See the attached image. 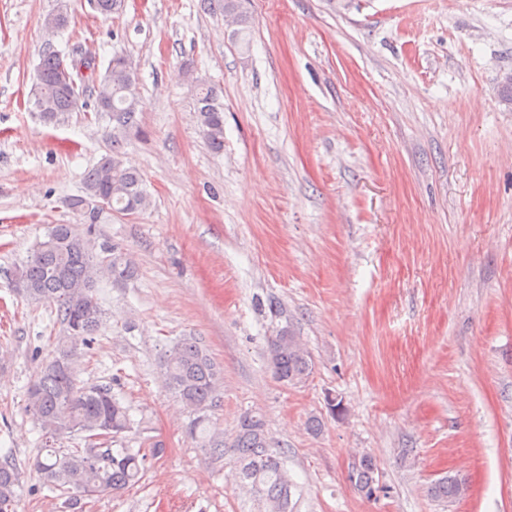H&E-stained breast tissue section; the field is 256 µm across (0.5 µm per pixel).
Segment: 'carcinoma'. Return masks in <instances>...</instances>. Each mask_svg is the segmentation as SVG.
<instances>
[{
    "mask_svg": "<svg viewBox=\"0 0 512 512\" xmlns=\"http://www.w3.org/2000/svg\"><path fill=\"white\" fill-rule=\"evenodd\" d=\"M224 18L234 26L232 37H241L249 23L247 0H220ZM136 73L124 55H115L105 72L96 58L82 55L66 58L46 50L37 68L31 96L41 118L59 121L69 112L93 105L96 120L112 125L109 152L84 175V195L72 199L77 210L105 198L109 210L124 215L147 207L149 195L139 171L125 159L127 138L139 132L134 89ZM190 87L197 104L203 135L211 149H224V106L214 89L194 77ZM107 263L94 261L88 242L72 224L53 225L30 258L18 269L23 291L31 298L56 305L57 317L66 328L70 345L58 349L28 389V411L45 438L44 448L32 461L44 479L72 495L117 492L137 482L144 458L131 448H106L95 457L87 449L96 443H110L112 437L130 425V418L109 386L82 387L71 366V347L85 343L98 331L103 309L98 296V278L105 273L114 282L134 276L135 268L116 245L105 248ZM270 364L276 378L297 384L311 370L308 352L288 327L277 330L269 341ZM162 366L169 389L192 410L202 413L195 422L201 429L204 447L211 456L224 457V436L209 428L203 412L217 399L221 372L207 351L193 337L171 345ZM75 434L85 435L86 447L61 449L56 442ZM239 477L248 481L266 505L267 512H289L288 475L280 454L271 448L262 420L244 414L232 444ZM351 483L366 496H373L378 468L368 453L355 457L349 475ZM20 474L8 461L0 463V512H15ZM465 483L456 476H444L430 487V494L450 501L465 493Z\"/></svg>",
    "mask_w": 512,
    "mask_h": 512,
    "instance_id": "obj_1",
    "label": "carcinoma"
}]
</instances>
